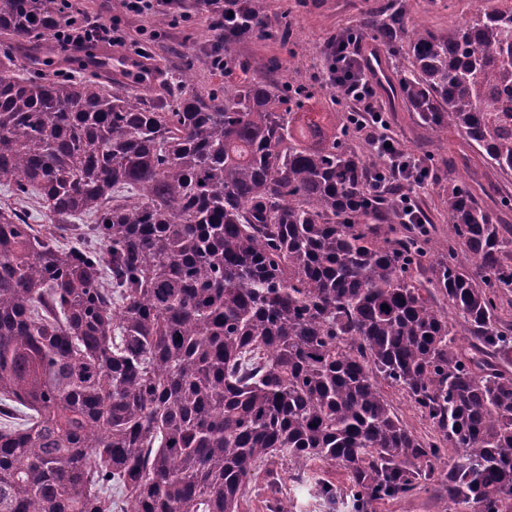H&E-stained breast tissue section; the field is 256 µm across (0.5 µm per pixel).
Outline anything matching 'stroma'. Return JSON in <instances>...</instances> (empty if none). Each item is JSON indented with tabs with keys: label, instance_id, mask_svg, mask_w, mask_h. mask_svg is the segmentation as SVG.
<instances>
[{
	"label": "stroma",
	"instance_id": "35a3bbf8",
	"mask_svg": "<svg viewBox=\"0 0 512 512\" xmlns=\"http://www.w3.org/2000/svg\"><path fill=\"white\" fill-rule=\"evenodd\" d=\"M89 13H105L125 45L103 46V58L91 68L75 55H64L47 48L34 77L52 81L62 77L104 78L107 86L123 89L141 84L145 94L162 97L179 90L186 93L211 92L235 84L246 76L244 67L254 60L267 62L259 79L279 86L304 89L309 94L307 109L315 112H345L349 106L335 98V90L320 74L324 68L325 42L330 35L346 31L363 34L361 50L369 52L377 41L364 30L368 19L378 16L382 7L401 6L410 25L435 32H448L475 12V0H265L266 25L260 34L226 44L224 54L231 59L230 70L213 71L205 61L207 50L218 39L206 15L197 12L193 0L164 24L154 15L127 13L121 0H78ZM137 42L149 56L146 82H139L136 71L128 68L129 43ZM388 132L409 153L426 159L430 175L414 191L417 211L427 215L431 236L448 233V215L443 204L449 181L475 180L481 189L478 198L501 224L512 225V174L503 175L487 166L454 130L435 132L419 125L404 105L385 109ZM281 479L277 488L267 485L265 474L249 484L242 512H271L275 501L285 502L291 512H353L348 499L329 502L318 496L313 481L288 479V464L275 461ZM448 497L442 478L428 481L425 490L407 499H389L376 512H446Z\"/></svg>",
	"mask_w": 512,
	"mask_h": 512
}]
</instances>
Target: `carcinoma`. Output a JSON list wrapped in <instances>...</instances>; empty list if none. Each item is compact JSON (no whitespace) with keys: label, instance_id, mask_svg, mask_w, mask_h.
I'll return each instance as SVG.
<instances>
[{"label":"carcinoma","instance_id":"cac0c4a2","mask_svg":"<svg viewBox=\"0 0 512 512\" xmlns=\"http://www.w3.org/2000/svg\"><path fill=\"white\" fill-rule=\"evenodd\" d=\"M240 0L230 43L264 22ZM406 31L392 93L512 173V0ZM49 0H0L44 34ZM167 101L0 60V512H241L288 461L342 467L355 512L445 459L450 512L512 496V228L448 183V240L417 270L389 190L333 112L257 79ZM456 318L434 309L432 292ZM402 391L435 432L393 411Z\"/></svg>","mask_w":512,"mask_h":512}]
</instances>
